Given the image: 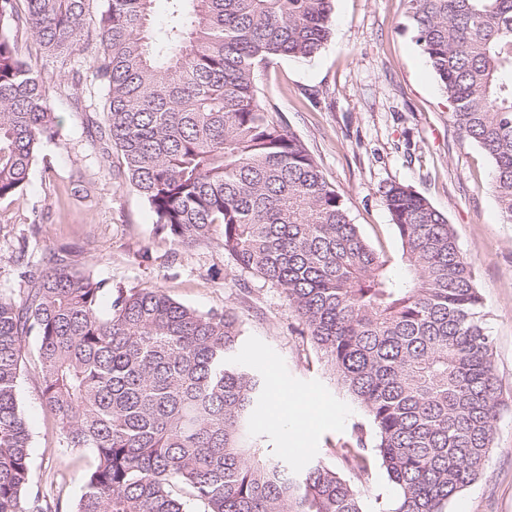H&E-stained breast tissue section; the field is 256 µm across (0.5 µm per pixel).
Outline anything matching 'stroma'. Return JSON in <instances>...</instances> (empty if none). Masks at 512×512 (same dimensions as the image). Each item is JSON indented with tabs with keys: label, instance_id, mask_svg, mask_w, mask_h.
<instances>
[{
	"label": "stroma",
	"instance_id": "35a3bbf8",
	"mask_svg": "<svg viewBox=\"0 0 512 512\" xmlns=\"http://www.w3.org/2000/svg\"><path fill=\"white\" fill-rule=\"evenodd\" d=\"M46 69L54 74L49 105L60 134L43 143L20 199L0 201V293L23 299L21 271L60 252L105 282L102 312L133 288L161 289L201 312L235 311L244 328L240 363L257 368L267 389H288L329 411L292 438L262 409L254 421L261 446L345 472L337 450L354 425L367 424V413L300 336L280 290L242 271L220 238L184 247L156 233L149 206L112 178L121 157L96 131L104 115L95 85L73 84L66 63ZM258 86L274 119L304 142L375 250L394 262L401 252L383 197L390 184L410 186L447 216L475 269L500 387L486 471L450 501L448 512H512V223L504 222L489 189V158L448 120L447 97L402 0H334L321 51L278 60L261 72ZM17 397L31 437L32 488L58 512H73L91 459L59 450L34 355L25 359Z\"/></svg>",
	"mask_w": 512,
	"mask_h": 512
}]
</instances>
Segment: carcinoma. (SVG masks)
Segmentation results:
<instances>
[{"instance_id":"obj_1","label":"carcinoma","mask_w":512,"mask_h":512,"mask_svg":"<svg viewBox=\"0 0 512 512\" xmlns=\"http://www.w3.org/2000/svg\"><path fill=\"white\" fill-rule=\"evenodd\" d=\"M0 0V200L18 199L43 141L59 134L47 81L22 56L99 44L98 133L120 151L156 229L181 245L220 230L224 252L280 289L301 335L367 412L341 446L349 475L258 446L262 374L239 363L238 315L200 312L158 288L119 292L57 253L0 294V512H50L30 490V434L17 402L23 342L35 341L58 447L90 453L74 512H363L354 485L379 462L390 512H447L489 460L497 417L493 341L448 219L411 187L384 191L401 271L352 223L303 142L258 96L277 60L315 56L333 0ZM447 94L448 119L490 157V190L512 223V0H404Z\"/></svg>"}]
</instances>
